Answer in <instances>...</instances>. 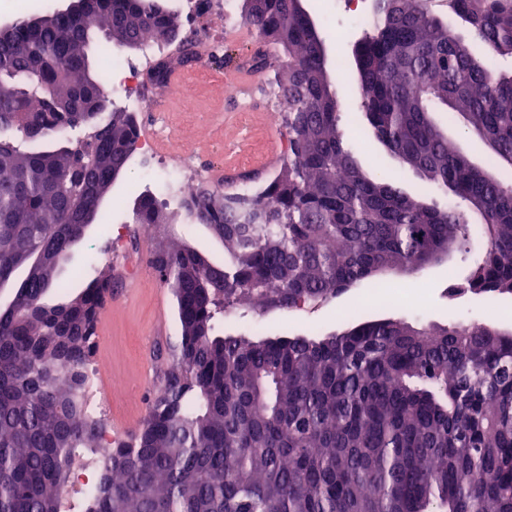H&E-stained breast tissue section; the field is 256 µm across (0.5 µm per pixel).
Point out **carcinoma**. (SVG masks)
I'll return each instance as SVG.
<instances>
[{
    "label": "carcinoma",
    "mask_w": 512,
    "mask_h": 512,
    "mask_svg": "<svg viewBox=\"0 0 512 512\" xmlns=\"http://www.w3.org/2000/svg\"><path fill=\"white\" fill-rule=\"evenodd\" d=\"M93 22L58 8L0 40V283L25 293L0 308V512H512V333L481 322L416 327L396 317L313 335L220 334L224 312L264 313L371 288L463 247L455 206L369 173L336 123L340 99L325 40L294 0H244L241 22L286 60L274 80L288 110L280 172L252 194L201 189L187 215L224 245L222 279L182 245L153 267L181 330L175 370L112 453L107 424L85 407L97 319L112 298L99 277L70 295L68 254L99 213L98 191L128 167L127 112L89 130L80 104L103 91L89 47L179 32L150 0H92ZM469 37L450 36L427 0H382L355 46L357 132L428 184L471 205L485 245L467 279L512 295V186L474 165L433 118L444 107L512 166V73L474 52L512 57V0H448ZM166 220L149 194L134 221ZM66 295L50 305L49 293ZM99 491L71 500L79 465Z\"/></svg>",
    "instance_id": "1"
}]
</instances>
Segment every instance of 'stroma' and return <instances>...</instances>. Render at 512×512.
I'll return each instance as SVG.
<instances>
[{
	"mask_svg": "<svg viewBox=\"0 0 512 512\" xmlns=\"http://www.w3.org/2000/svg\"><path fill=\"white\" fill-rule=\"evenodd\" d=\"M305 7L318 21L319 30L331 56L349 55L352 45L362 31L349 27L344 15L338 14L328 0H305ZM345 28L344 39H337V28ZM217 80L187 79L189 99L169 100L164 111L169 125L184 137L196 141L203 165L217 188H224L225 174L234 170L237 148H245L253 157V169L266 179L272 178L281 165L280 146L283 138L270 125L265 113L266 102L260 96L265 75H258L252 85H245L233 75L232 69L216 64ZM339 126L348 148L358 157L366 170L389 171L400 179L412 194L425 195L428 201L447 205L448 198L432 190L418 174L399 166L380 148L360 141L356 133V115L340 112ZM140 160H133L125 175L115 182L101 204V217L74 250L73 258L63 267L64 276L83 271L102 275L112 281V299L106 310L112 318L106 351H95L94 364L106 376L123 384L117 394H108L103 403L104 417L113 434L121 435L138 426L145 417L150 399L163 384L167 373L176 363L180 331L175 316L174 301L169 288L160 284L151 264V254L159 244L178 240L202 252L210 262H224V247L211 237L208 230L186 215H178L171 224H157L149 239H141L133 221L136 197L145 193L139 185ZM125 228L126 245L140 257L138 292L126 298L123 290L129 282L120 257L114 256L110 235L113 229ZM482 239L472 233L468 252L450 253L447 260L409 274L395 276L403 294L397 306L386 308L389 316L402 318L418 326L453 324L477 319L501 324L512 329V318L501 319L496 308H512V295L495 298L459 291L468 266L479 254ZM364 291L350 289L339 298L317 306L289 312L233 310L219 322L224 332L264 330L272 334H291L334 329L342 312L358 310Z\"/></svg>",
	"mask_w": 512,
	"mask_h": 512,
	"instance_id": "stroma-1",
	"label": "stroma"
}]
</instances>
